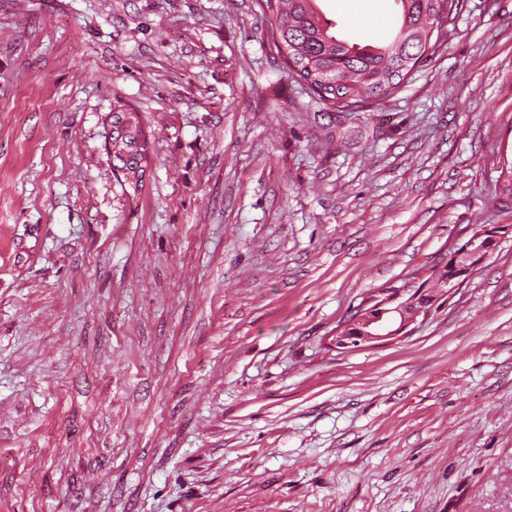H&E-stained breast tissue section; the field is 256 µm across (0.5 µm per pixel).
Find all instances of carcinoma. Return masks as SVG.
<instances>
[{
    "label": "carcinoma",
    "mask_w": 512,
    "mask_h": 512,
    "mask_svg": "<svg viewBox=\"0 0 512 512\" xmlns=\"http://www.w3.org/2000/svg\"><path fill=\"white\" fill-rule=\"evenodd\" d=\"M272 13L270 40L288 75L306 86L327 111L359 110L394 94L417 64L443 42L442 23L460 0H398L396 34L385 46L340 39L336 24L316 8L317 0H260ZM114 169L125 180L143 181L145 135L126 112L112 113Z\"/></svg>",
    "instance_id": "obj_1"
}]
</instances>
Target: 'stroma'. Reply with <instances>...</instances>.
<instances>
[{
    "label": "stroma",
    "mask_w": 512,
    "mask_h": 512,
    "mask_svg": "<svg viewBox=\"0 0 512 512\" xmlns=\"http://www.w3.org/2000/svg\"><path fill=\"white\" fill-rule=\"evenodd\" d=\"M320 5L392 34L385 0ZM445 29L327 112L259 0H0V512H512V0ZM479 224L408 334L335 349ZM128 114L112 112L110 117L112 162L114 169L120 171L126 181L137 185L145 176L142 162L147 155V143L141 127L133 123ZM484 238L488 239L485 241ZM479 241L480 244L477 245ZM494 245L492 236L483 230L473 237H469L462 246L448 255L449 269L452 272L442 277L438 275L434 277L436 281L435 291L442 294L447 293V288L450 286L453 287L448 288V290L458 287L474 268L487 258L488 254L485 251L492 249Z\"/></svg>",
    "instance_id": "stroma-1"
}]
</instances>
